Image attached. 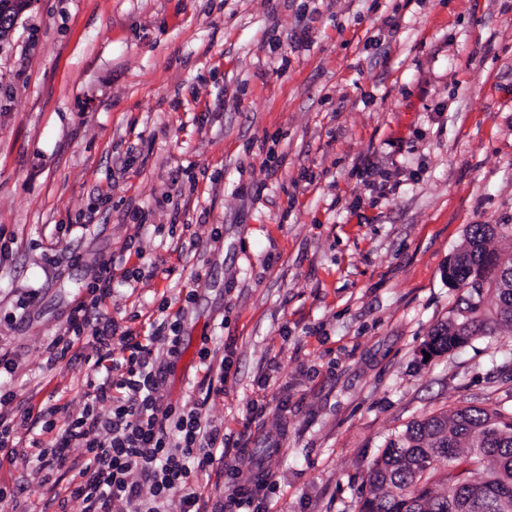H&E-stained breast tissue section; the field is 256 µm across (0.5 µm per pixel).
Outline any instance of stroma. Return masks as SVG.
<instances>
[{
	"mask_svg": "<svg viewBox=\"0 0 512 512\" xmlns=\"http://www.w3.org/2000/svg\"><path fill=\"white\" fill-rule=\"evenodd\" d=\"M472 224L512 225V0H34L0 38V390L79 410L84 334L48 364L99 264L145 337L180 319L160 390L199 398L224 458L207 512H357L411 421L512 406V331L426 356ZM0 450L20 512H57Z\"/></svg>",
	"mask_w": 512,
	"mask_h": 512,
	"instance_id": "1",
	"label": "stroma"
}]
</instances>
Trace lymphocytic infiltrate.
<instances>
[{"label":"lymphocytic infiltrate","mask_w":512,"mask_h":512,"mask_svg":"<svg viewBox=\"0 0 512 512\" xmlns=\"http://www.w3.org/2000/svg\"><path fill=\"white\" fill-rule=\"evenodd\" d=\"M102 271L89 288L90 301L72 309L66 334L54 337L48 346L50 360L66 356L75 336L91 330L98 362L112 359V341L120 339L128 355L120 375H104L93 384L80 413L53 404L39 416L16 410L0 414V447H8L18 427L40 422L41 437L32 439L36 462L44 478L69 470L68 450L86 449L88 459L69 497L80 504V512H169L179 502V512H204L202 495L191 484L192 473L206 470L224 443L219 432L202 418L203 401L174 409L160 396L163 360L151 346L135 342L131 331H118L109 320H101L97 307L112 293V267ZM54 434L51 445L42 437Z\"/></svg>","instance_id":"1"}]
</instances>
